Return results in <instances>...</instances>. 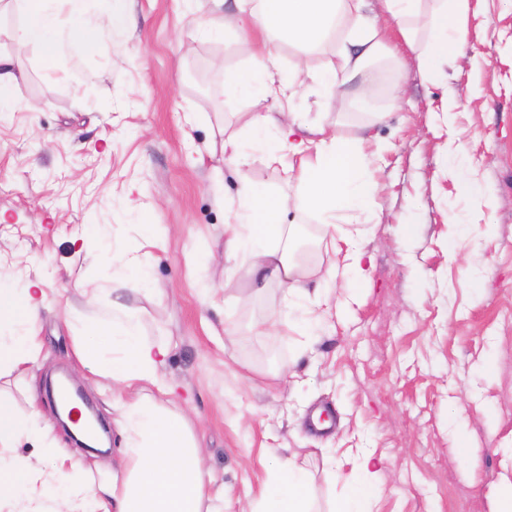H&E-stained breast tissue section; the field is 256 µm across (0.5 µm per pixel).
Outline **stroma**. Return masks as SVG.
<instances>
[{
	"mask_svg": "<svg viewBox=\"0 0 512 512\" xmlns=\"http://www.w3.org/2000/svg\"><path fill=\"white\" fill-rule=\"evenodd\" d=\"M212 7L132 0L134 27L110 31L103 0H86L83 17L61 12L60 29L90 19L97 47L71 39L50 60L19 55L21 106L0 112V265L39 274L50 296L34 371L41 427L74 451L47 392L66 372L110 428L108 450L84 461L121 471L109 382L81 368L73 341L97 315L88 292L112 276L104 233L139 259L128 303L143 336L169 345L163 373L177 390L162 403L188 416L224 512H244L259 493L272 448L303 468L321 510L359 488L369 448L381 460L372 512H496L512 464V0H469L465 55L444 85L421 73L373 0L380 40L402 59L370 62L381 90L370 111L351 106V83L327 110L295 92L292 108L309 120L388 147L365 226L371 280L337 289L348 305L310 327L279 286L255 291L249 265L224 260V202L240 177L288 187L262 161L224 159V135L252 145L254 107L224 93V70L248 62L247 40L196 33ZM449 94L459 107L448 115ZM458 138L461 165L448 151ZM461 166L480 195L461 197ZM474 249L488 261L478 273L466 261ZM272 312L282 327L265 325Z\"/></svg>",
	"mask_w": 512,
	"mask_h": 512,
	"instance_id": "35a3bbf8",
	"label": "stroma"
}]
</instances>
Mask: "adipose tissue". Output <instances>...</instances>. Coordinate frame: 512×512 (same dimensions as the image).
<instances>
[{"label":"adipose tissue","instance_id":"obj_1","mask_svg":"<svg viewBox=\"0 0 512 512\" xmlns=\"http://www.w3.org/2000/svg\"><path fill=\"white\" fill-rule=\"evenodd\" d=\"M85 0H0V13L18 16L11 31L14 51H0V111L17 106L14 89L21 72L18 51L42 50L55 57L62 48L59 13L84 11ZM237 13H225L224 0H214L211 19L199 28L211 37L227 28L252 31L248 67L224 74V92L251 93L258 112L251 117L255 132H272L274 146L257 144L256 151L271 167L282 170L295 186L297 211L318 218L324 227L335 224L338 210H345L352 224L364 221L375 204L368 180L372 165L382 160V149L366 150L363 139H344L303 113L289 109L288 90L297 86L312 92L324 106L337 102L339 80H357L355 97L368 103L377 93L364 72L380 50L377 20L371 0H238ZM462 0H384L385 8L405 45L417 49L418 66L426 75L447 78V68L463 54L465 16ZM296 44L303 62L296 64L288 81L278 78L279 46ZM330 45L336 58L332 70L312 69L307 55ZM288 202L273 190L259 189L241 179L237 201L224 226V256L247 251L254 287L275 284L289 304L305 302L329 306L330 290L337 282L368 280L366 253L360 236H342L336 251L340 263L329 267L316 291L305 282L312 275L296 254L301 227L281 223ZM137 258L120 250L112 252L110 288H96L90 304L102 297L111 303L83 326L79 358L83 368L108 378L112 400L119 411L124 439L125 470L122 476L95 478L80 460L47 445L38 425L40 411L31 407L18 416L0 398V508L9 512H224L221 497L209 495L204 484V450L192 437L186 417L169 410L155 393L171 390L160 377L168 354L166 341H147L127 302L133 290L132 272ZM17 274L0 266V375L26 374L40 359L42 342L35 322L48 304L40 278L16 287ZM138 387L135 398L123 393ZM36 448V456L19 453L21 442ZM249 512H316L307 477L291 461H274Z\"/></svg>","mask_w":512,"mask_h":512}]
</instances>
